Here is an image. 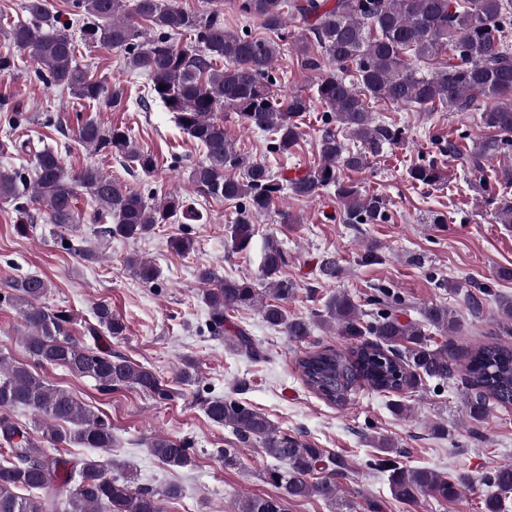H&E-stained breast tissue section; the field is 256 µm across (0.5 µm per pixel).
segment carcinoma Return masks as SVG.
Returning <instances> with one entry per match:
<instances>
[{
  "mask_svg": "<svg viewBox=\"0 0 512 512\" xmlns=\"http://www.w3.org/2000/svg\"><path fill=\"white\" fill-rule=\"evenodd\" d=\"M70 15L80 25L85 43L124 52L127 69L147 77L143 100L157 101L179 127L203 149V159L189 171L188 181L198 193L238 203L236 218L228 225L230 249L245 250L254 236L253 218L275 206L284 192L314 199L335 188L343 205V223L383 224L388 203L380 194H364L342 176L345 169L364 170L370 159L384 155L404 140L405 128L374 116L371 100L397 106L464 110L482 99L480 115L488 136L470 140L461 133L443 146L434 137L437 152L427 154L408 170L414 184L436 186L446 179L443 154L452 155L470 176V183L493 207L494 219L512 224V198L497 192L496 185H512V165L503 167L495 183L487 179V161L512 156V0H238V9L260 21L276 38H255L246 31L224 28L215 11L203 18L188 13L173 0H71ZM33 21L9 23L3 35L27 53L35 65L36 79L68 92L80 100H106L114 109L126 106L121 85L110 86L75 62L76 42L70 30L50 20L45 0H27ZM291 25L301 31L298 50L305 65L320 69V58L336 65L315 83L316 96L295 94L280 98L272 66L285 40L282 30ZM193 36L178 43L175 36ZM433 62L423 74L420 63ZM164 89H159V86ZM320 103L324 125L319 140V162L288 177L262 161L238 152L217 121L215 113L229 109L248 128L269 136L268 151L286 154L301 139V121ZM0 119L10 130L28 122L25 113L0 104ZM83 148L121 159L139 176L150 178L157 169L154 153L137 145L121 126L105 128L94 120H80L70 128ZM346 133L351 147L339 138ZM15 152L33 157L34 170L18 168L0 172V200L9 202L17 223L32 224L35 213L47 224L71 227L79 223L80 192L95 204L92 220L104 224L98 233L108 237L140 239L155 233L160 224L198 222L203 214L178 194L155 201L130 190L95 164L67 170L50 147H38L27 138L10 142ZM287 264L281 242L275 238L264 248L260 280L269 301L261 307L264 321L302 339L310 323L288 317V300L296 288L281 277ZM127 268L144 283L157 280L159 271L148 260L130 257ZM198 298L208 308L210 326L224 327L226 313L257 302L259 289L251 279L232 280L214 267L197 269ZM50 285L35 275H18L3 284L0 304L15 309L24 324L23 347L27 362L0 358V512H162V497L176 498L180 488L165 495L149 488H135L126 477L108 473L93 457H51L31 439L29 428L14 411L23 408L43 420L42 437L55 446L77 444L102 451L112 447V425L76 401L73 395L51 384L41 373L63 367L91 378L104 394L133 386L165 402L171 388L155 372L127 358L88 347L73 336L72 315L45 305ZM370 304L376 313L363 314L345 292L331 296L317 321L329 320L350 338L343 349L308 351L297 359L304 385L330 405L343 408L358 389L384 393L415 389L424 378L446 381L454 375V356L443 343L427 346L426 326L447 334L456 329L453 313L444 305L425 308L422 321L404 322L398 315L400 296L388 288L376 289ZM96 324L84 335L124 334L126 324L100 301ZM232 347L252 352L253 343L241 328L228 334ZM469 417L482 420L493 408H512V346L486 341L474 347L465 366ZM205 415L232 429L241 441L255 440L280 463L266 470L267 482L284 490L277 497L245 501L242 512H287L286 499L319 497L335 503L346 465L326 450L314 447L300 435L277 430L262 413L229 397L203 403ZM151 453L171 467L192 464V447L185 440L155 436ZM369 465L390 472L392 496L411 503L420 496L453 501L471 488L464 474L442 476L427 468L401 466L384 457ZM499 493L512 490V464H503L486 476Z\"/></svg>",
  "mask_w": 512,
  "mask_h": 512,
  "instance_id": "obj_1",
  "label": "carcinoma"
}]
</instances>
